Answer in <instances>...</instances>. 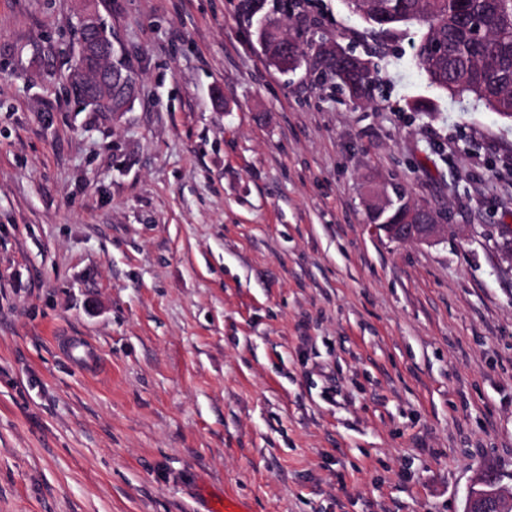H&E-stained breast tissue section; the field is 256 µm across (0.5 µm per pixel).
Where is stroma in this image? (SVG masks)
I'll return each instance as SVG.
<instances>
[{"label":"stroma","mask_w":512,"mask_h":512,"mask_svg":"<svg viewBox=\"0 0 512 512\" xmlns=\"http://www.w3.org/2000/svg\"><path fill=\"white\" fill-rule=\"evenodd\" d=\"M378 65L275 67L257 17ZM138 94L62 86L85 8ZM344 0H0V512H463L512 490V119ZM445 226L375 235L390 184ZM475 484L471 485L466 493L465 512H488L490 502L495 498L492 489L477 490Z\"/></svg>","instance_id":"35a3bbf8"}]
</instances>
